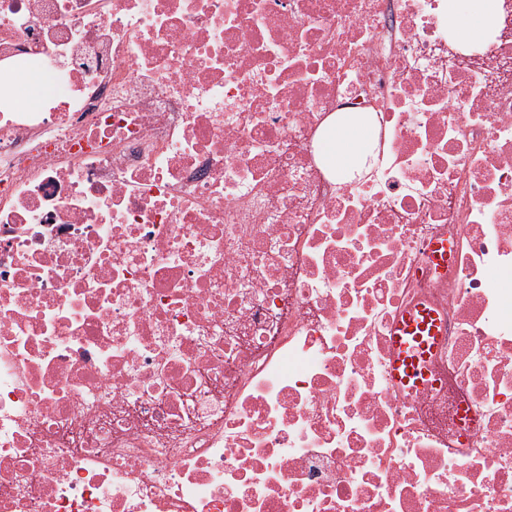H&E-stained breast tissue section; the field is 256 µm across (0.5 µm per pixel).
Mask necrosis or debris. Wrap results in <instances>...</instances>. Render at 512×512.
<instances>
[{
    "label": "necrosis or debris",
    "instance_id": "obj_1",
    "mask_svg": "<svg viewBox=\"0 0 512 512\" xmlns=\"http://www.w3.org/2000/svg\"><path fill=\"white\" fill-rule=\"evenodd\" d=\"M448 6L0 0V512H512V0ZM498 23L497 0H464L462 13L448 10V28L464 41L482 38ZM332 121H335V127L323 137L321 153L324 162L336 169V174L344 175L358 167L369 151L372 132L356 118L341 120L339 112ZM443 335V322L432 310L418 306L402 315L393 330L389 365L396 387L413 391L426 384L429 375L421 361L438 348Z\"/></svg>",
    "mask_w": 512,
    "mask_h": 512
}]
</instances>
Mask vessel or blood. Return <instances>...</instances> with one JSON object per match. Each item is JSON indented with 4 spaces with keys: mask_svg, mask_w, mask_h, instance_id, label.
Wrapping results in <instances>:
<instances>
[{
    "mask_svg": "<svg viewBox=\"0 0 512 512\" xmlns=\"http://www.w3.org/2000/svg\"><path fill=\"white\" fill-rule=\"evenodd\" d=\"M444 326L436 312L416 307L406 311L396 323L391 345L390 377L402 390L422 388L428 375L424 359L439 346Z\"/></svg>",
    "mask_w": 512,
    "mask_h": 512,
    "instance_id": "b4317fda",
    "label": "vessel or blood"
}]
</instances>
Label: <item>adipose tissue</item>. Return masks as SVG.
<instances>
[{
    "instance_id": "ef3b65f1",
    "label": "adipose tissue",
    "mask_w": 512,
    "mask_h": 512,
    "mask_svg": "<svg viewBox=\"0 0 512 512\" xmlns=\"http://www.w3.org/2000/svg\"><path fill=\"white\" fill-rule=\"evenodd\" d=\"M498 23L497 0H464L463 11H449L448 26L464 41L482 38ZM372 132L358 119L336 120L321 141L324 162L343 175L358 167L370 149Z\"/></svg>"
}]
</instances>
